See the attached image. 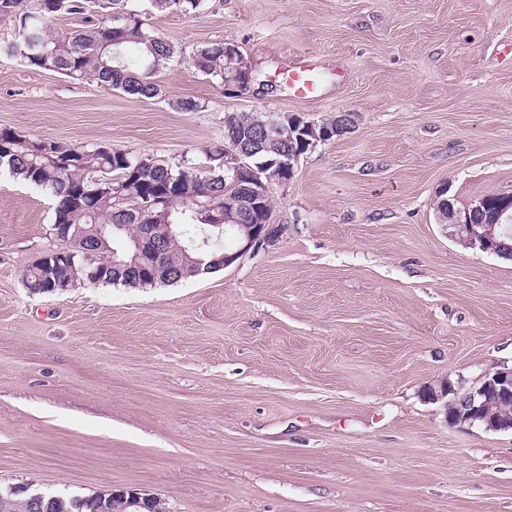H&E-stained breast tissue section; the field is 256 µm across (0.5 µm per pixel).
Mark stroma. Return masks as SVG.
<instances>
[{"label": "stroma", "instance_id": "stroma-1", "mask_svg": "<svg viewBox=\"0 0 512 512\" xmlns=\"http://www.w3.org/2000/svg\"><path fill=\"white\" fill-rule=\"evenodd\" d=\"M136 98L0 56V127L175 167L229 112L341 113L351 133L270 182L272 242L153 288L35 295L64 248L51 195L0 174V486L138 488L169 512H512V433L451 427L424 389L512 365V260L437 205L512 192V0H202ZM236 44L225 93L196 48ZM320 78L301 100L293 63ZM200 103L178 112L179 98ZM224 44L234 46L236 54L231 47L224 46ZM224 54L228 56H235L233 59H230ZM191 60L193 66L200 73L220 81L224 86V80L226 77L230 76L235 71L236 66L241 64L244 61V58L235 44L219 41L197 48L194 51ZM241 72H244L243 79L241 78V75H238L239 73L236 72L229 77L228 83L234 81L236 84L234 92L239 95H245L249 91L252 76L249 68L241 69ZM33 263H36L42 268L43 277L44 279L49 280L48 282L51 288H53V292H55L57 288H62L63 285L61 284L60 279L57 282V280L52 276V272H50V269L53 266L49 262V257H40ZM44 279H42V274H40V272L32 270L29 266L27 267L24 274V282L30 293L48 294L51 289L46 288V280Z\"/></svg>", "mask_w": 512, "mask_h": 512}]
</instances>
